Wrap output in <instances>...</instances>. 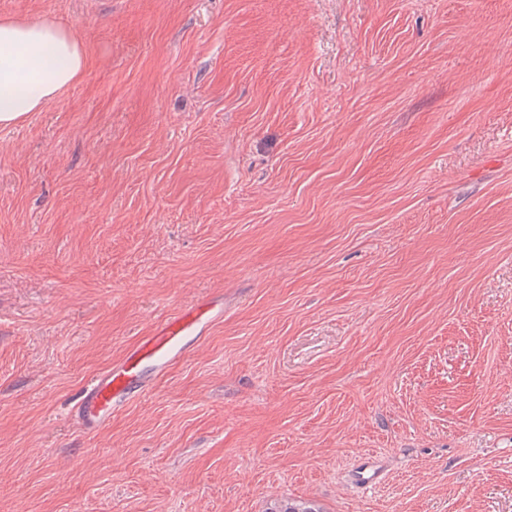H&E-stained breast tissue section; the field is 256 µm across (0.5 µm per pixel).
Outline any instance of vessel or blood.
<instances>
[{
    "mask_svg": "<svg viewBox=\"0 0 512 512\" xmlns=\"http://www.w3.org/2000/svg\"><path fill=\"white\" fill-rule=\"evenodd\" d=\"M223 314V303L207 298L157 325L149 336L88 385L78 405L84 427L90 431L97 429L115 409L146 391L149 382L141 369L142 362H151L155 375L163 376L185 357L204 328Z\"/></svg>",
    "mask_w": 512,
    "mask_h": 512,
    "instance_id": "obj_1",
    "label": "vessel or blood"
}]
</instances>
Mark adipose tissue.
<instances>
[{
  "label": "adipose tissue",
  "instance_id": "obj_1",
  "mask_svg": "<svg viewBox=\"0 0 512 512\" xmlns=\"http://www.w3.org/2000/svg\"><path fill=\"white\" fill-rule=\"evenodd\" d=\"M85 53L69 30L49 22L0 20V125L8 126L79 81Z\"/></svg>",
  "mask_w": 512,
  "mask_h": 512
}]
</instances>
